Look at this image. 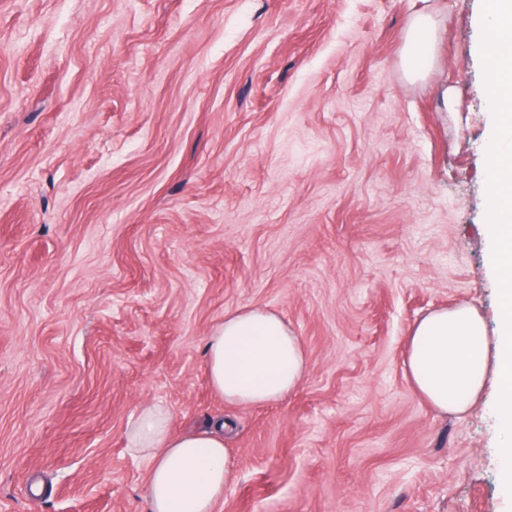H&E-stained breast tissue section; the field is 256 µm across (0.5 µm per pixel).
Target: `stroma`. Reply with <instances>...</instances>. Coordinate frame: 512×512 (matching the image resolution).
Returning <instances> with one entry per match:
<instances>
[{"mask_svg": "<svg viewBox=\"0 0 512 512\" xmlns=\"http://www.w3.org/2000/svg\"><path fill=\"white\" fill-rule=\"evenodd\" d=\"M487 9L0 0V512H149L153 403L230 423L217 512H512L494 395L439 414L405 364L431 310L497 330ZM246 306L303 341L284 401L209 385ZM432 31V22L427 15L419 16L411 28V52L407 57V66L414 75H419L429 65L428 45Z\"/></svg>", "mask_w": 512, "mask_h": 512, "instance_id": "1", "label": "stroma"}]
</instances>
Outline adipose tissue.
I'll use <instances>...</instances> for the list:
<instances>
[{
  "mask_svg": "<svg viewBox=\"0 0 512 512\" xmlns=\"http://www.w3.org/2000/svg\"><path fill=\"white\" fill-rule=\"evenodd\" d=\"M483 50L494 82L491 134L489 262L497 279L500 312L488 335L476 308L436 309L409 336L407 369L415 390L443 414L466 412L493 389L501 432L504 489L512 495V0H494ZM208 376L225 403L263 405L284 400L308 373L299 336L278 314L244 307L225 314L207 340ZM162 405L130 422L127 444L149 463L145 494L150 512H216L235 467L224 425L174 434Z\"/></svg>",
  "mask_w": 512,
  "mask_h": 512,
  "instance_id": "ef3b65f1",
  "label": "adipose tissue"
}]
</instances>
